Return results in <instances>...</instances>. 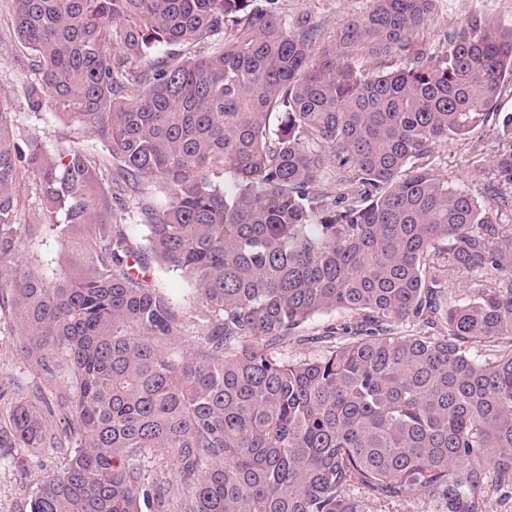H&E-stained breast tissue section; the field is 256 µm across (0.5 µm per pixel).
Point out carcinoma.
<instances>
[{
	"label": "carcinoma",
	"mask_w": 512,
	"mask_h": 512,
	"mask_svg": "<svg viewBox=\"0 0 512 512\" xmlns=\"http://www.w3.org/2000/svg\"><path fill=\"white\" fill-rule=\"evenodd\" d=\"M277 2L14 0L40 62L33 109L100 144H21L0 106V316L23 364L68 383L0 417V448L65 451L29 512H370L415 492L477 512L512 474V238L431 165L494 115L512 25L473 15L428 52L416 35L435 0H373L317 53L318 28ZM191 42L214 48L127 68ZM492 168L486 198L504 205L512 150ZM329 174L363 203L318 192ZM26 175L39 223L70 238L48 281L18 260ZM147 182L168 201H139L138 246L123 221ZM154 259L193 284L190 316L151 284ZM458 274L464 299L448 293ZM333 311L350 323L288 359ZM164 453L177 483L146 474ZM348 317L347 314L339 313V312H332L328 314H321L318 316L313 317L311 320H309L307 323H305L301 329L300 334L305 336H312L314 334H317L321 332V330L331 324H343L348 323Z\"/></svg>",
	"instance_id": "1"
}]
</instances>
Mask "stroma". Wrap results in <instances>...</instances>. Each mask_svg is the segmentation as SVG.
Instances as JSON below:
<instances>
[{"label":"stroma","mask_w":512,"mask_h":512,"mask_svg":"<svg viewBox=\"0 0 512 512\" xmlns=\"http://www.w3.org/2000/svg\"><path fill=\"white\" fill-rule=\"evenodd\" d=\"M372 0H279L282 19L308 17L325 37L334 36L347 20L369 11ZM13 0H0V104L13 112L17 137L41 136L46 147H54L59 129H66L72 141L87 151L99 148L96 137L76 122L63 123L57 117L34 112L27 88L36 76L38 58L14 35L11 17ZM480 14L502 23H512V0H437L429 20L420 30V40L428 49H437L444 35L472 15ZM512 114V84L502 88L497 110L487 125L477 127L463 138L449 141L433 154V164L449 182L462 186L475 198H483L492 181L494 155L512 149V135L504 133L502 119ZM60 229L45 226L33 235H22L20 255L24 264L53 276L64 251ZM151 281L169 294L182 311H192L196 294L181 272L153 262ZM12 340L0 335V412H6L18 390L10 378L23 381L25 392L43 386L44 381L10 353ZM61 465L55 451L30 454L20 448H0V512H29L30 497L41 478Z\"/></svg>","instance_id":"1"}]
</instances>
